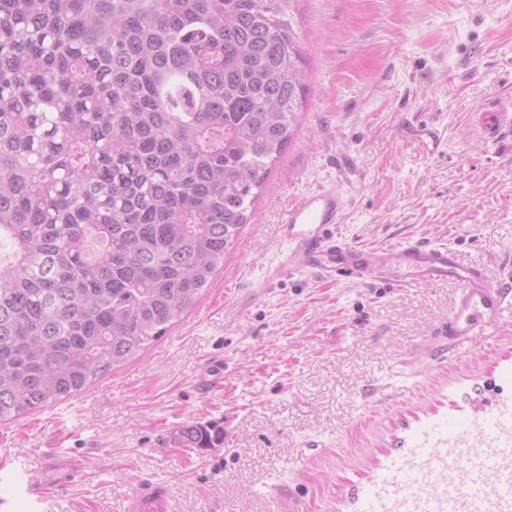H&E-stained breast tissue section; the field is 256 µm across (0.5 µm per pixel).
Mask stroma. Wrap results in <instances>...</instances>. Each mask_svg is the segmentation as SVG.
<instances>
[{
  "instance_id": "stroma-1",
  "label": "stroma",
  "mask_w": 512,
  "mask_h": 512,
  "mask_svg": "<svg viewBox=\"0 0 512 512\" xmlns=\"http://www.w3.org/2000/svg\"><path fill=\"white\" fill-rule=\"evenodd\" d=\"M306 109L224 264L195 307L85 391L0 422L10 512H123L143 481L176 512H365L368 492L420 433L512 407V313L455 356L424 349L459 285L324 279L289 259L288 205L330 185L332 155L367 174L337 238L413 239L497 279L512 262V138L471 115L512 109V0H296ZM436 131L438 149L417 135ZM224 445L185 448L187 422ZM45 488L38 507L7 483ZM177 441L185 448H220L224 445V428L218 422H188L178 430Z\"/></svg>"
}]
</instances>
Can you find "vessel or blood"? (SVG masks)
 I'll return each instance as SVG.
<instances>
[{
    "label": "vessel or blood",
    "mask_w": 512,
    "mask_h": 512,
    "mask_svg": "<svg viewBox=\"0 0 512 512\" xmlns=\"http://www.w3.org/2000/svg\"><path fill=\"white\" fill-rule=\"evenodd\" d=\"M472 124L487 139L504 138L512 135V112L485 108L473 114ZM332 168L333 185L290 204L282 222L284 240L292 253L304 257L307 268L324 278L354 282L456 280L460 289L453 310L436 336L438 346L452 355L466 349L474 336L485 333L512 308L511 264L505 265L500 283L495 284L482 269L461 262L443 247L407 240L372 248L338 239L334 228L365 177L353 160L340 155L333 158ZM424 486L433 512H475L478 489L470 478L460 479L455 489L436 486L430 478ZM124 512H174V507L165 485L147 482L127 496Z\"/></svg>",
    "instance_id": "1"
}]
</instances>
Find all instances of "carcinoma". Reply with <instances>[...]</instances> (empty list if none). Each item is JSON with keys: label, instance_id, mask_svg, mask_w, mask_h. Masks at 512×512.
Masks as SVG:
<instances>
[{"label": "carcinoma", "instance_id": "cac0c4a2", "mask_svg": "<svg viewBox=\"0 0 512 512\" xmlns=\"http://www.w3.org/2000/svg\"><path fill=\"white\" fill-rule=\"evenodd\" d=\"M293 2L0 0V421L135 359L211 284L306 103Z\"/></svg>", "mask_w": 512, "mask_h": 512}]
</instances>
